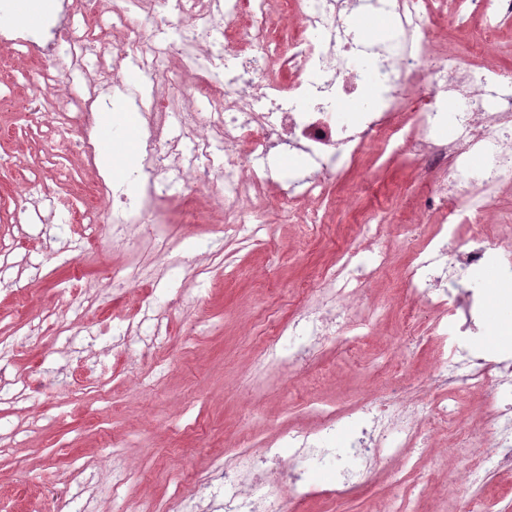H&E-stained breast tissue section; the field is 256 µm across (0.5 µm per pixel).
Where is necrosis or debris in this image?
Listing matches in <instances>:
<instances>
[{"label":"necrosis or debris","mask_w":512,"mask_h":512,"mask_svg":"<svg viewBox=\"0 0 512 512\" xmlns=\"http://www.w3.org/2000/svg\"><path fill=\"white\" fill-rule=\"evenodd\" d=\"M268 0H232L231 14L248 13L251 22L240 33L250 48L244 60L241 81L211 83L187 75L195 95L225 112L224 201L233 223H240L241 203L259 193L264 179L253 165L280 146L304 152L311 161L308 176L294 182L288 198L300 223L316 224L320 218L311 206L324 195L337 173V163H352L369 149L404 152L430 175L426 198L428 209L460 202L453 224L436 227V245H423L406 267L403 278L413 307L425 304L441 310L432 339L451 349V359L435 363L427 380L418 384L420 394L437 391L434 415L442 426L457 423L454 406L444 389L458 383L484 396L475 412L487 416L493 430L490 441L460 460L472 482H480L485 466L512 469V406L488 412L486 402L505 398L512 384V360L488 363L457 342L461 336L479 333L478 314L482 292L467 288V273L484 264L495 265L504 280H512V226L495 242L474 239L460 245L459 224H481L502 185L512 181V88L494 71L479 70L470 59L454 57L446 75L429 69L440 52L434 31L441 18V0H369L379 15L388 17L391 40L372 44L363 36L362 24L347 27L344 18L354 0H306L298 13L299 26L287 53L277 51L278 34L267 20ZM457 17L480 15L484 23L483 45H491L503 19L512 16V0H456ZM144 38L138 24L127 26L126 39L112 52L110 69L99 71L89 98L73 97L44 69L37 70V86L48 87L47 103L57 114L83 118L103 103L109 87L121 86L123 60L141 50ZM129 108L138 110L142 121V159L128 179L138 185L137 196L120 187L98 181L89 187V203L82 218L99 224L110 219L112 236L125 238L131 226L156 224L165 217L157 189V175L170 158L165 135L173 110L169 100L127 92ZM482 155L473 165L474 155ZM113 195L119 204L104 214L98 199ZM357 247L341 250L336 263L322 276L315 299L298 315L280 325L266 343L264 365L283 372H297L332 336L370 328L378 314L357 278ZM298 344L283 350V337ZM408 387L394 390L389 400L365 403L366 421L360 434L345 447H330L328 441L338 426L351 423L353 414L343 408L320 409L316 431L291 435L290 455H282L275 443L261 451L243 445L234 460L209 475V482L224 488V512H292L294 503L277 496L254 498L255 484H298L306 464L334 463L340 479L322 490L336 501L356 487L379 458L414 466L428 445L423 427V409L409 399Z\"/></svg>","instance_id":"4bbe7bcc"}]
</instances>
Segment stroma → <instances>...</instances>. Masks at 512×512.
Returning <instances> with one entry per match:
<instances>
[{
  "label": "stroma",
  "instance_id": "1",
  "mask_svg": "<svg viewBox=\"0 0 512 512\" xmlns=\"http://www.w3.org/2000/svg\"><path fill=\"white\" fill-rule=\"evenodd\" d=\"M187 59L158 57L139 84L157 86L174 103L189 89ZM28 102L0 117V374L21 396L0 399V512H165L183 495L181 512H221L224 492L207 475L235 454L239 437L285 439L314 426L311 401L359 407L384 395V380L426 378L437 354L430 341L438 313L422 308L407 329L402 270L412 247L396 228L411 223L424 203L423 168L401 155L362 154L328 185L320 205L323 224L297 223L288 198L267 186L249 210L248 231L224 230V139L210 136L213 190H197L186 159L178 156L159 177L167 197V231L176 247L155 255L166 268L159 280L112 285L130 250L149 240L135 228L130 242H112L108 226L90 235L71 220L84 189L103 174L76 151L84 139L102 146L107 114H120L118 95L93 110L89 122L71 124L65 139L26 128ZM389 224L390 274L365 289L379 308L371 334L343 335L295 376L264 367V338L313 297L312 287L352 244L369 263L379 245L360 236L365 220ZM205 257L194 275L176 264L185 252ZM486 291L479 353L512 356V300L494 267L478 272ZM39 326V335L29 333ZM381 461L367 481L330 505L319 492L332 471L307 475L308 497L297 512H378L400 477ZM431 497L447 499L448 512L474 497L493 500L494 512H512V470L487 485L456 480L452 463L430 450L403 475Z\"/></svg>",
  "mask_w": 512,
  "mask_h": 512
}]
</instances>
